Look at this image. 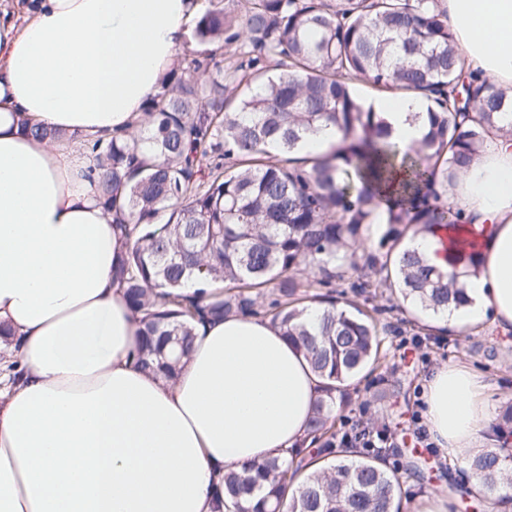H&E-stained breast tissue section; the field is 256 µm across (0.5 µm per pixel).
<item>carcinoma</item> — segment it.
Here are the masks:
<instances>
[{
    "label": "carcinoma",
    "instance_id": "1",
    "mask_svg": "<svg viewBox=\"0 0 512 512\" xmlns=\"http://www.w3.org/2000/svg\"><path fill=\"white\" fill-rule=\"evenodd\" d=\"M191 39L197 50L162 77L138 133L81 139L124 229L115 275L143 326L137 362L172 378L197 326L269 320L321 379L308 437L322 451L228 468L235 512H401L399 469L374 448L336 446V404L384 358L378 302L432 315L465 302L458 274L407 238L459 223L448 189L512 114V88L467 74L447 0H204ZM219 43L233 47L227 64ZM362 83L423 100L417 145L392 139ZM323 124L336 145L300 156ZM350 270V292L335 294ZM192 276L201 289L187 294ZM490 437L463 473L512 512V409Z\"/></svg>",
    "mask_w": 512,
    "mask_h": 512
}]
</instances>
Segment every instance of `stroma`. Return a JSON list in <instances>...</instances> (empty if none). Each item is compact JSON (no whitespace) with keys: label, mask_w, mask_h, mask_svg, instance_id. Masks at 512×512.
<instances>
[{"label":"stroma","mask_w":512,"mask_h":512,"mask_svg":"<svg viewBox=\"0 0 512 512\" xmlns=\"http://www.w3.org/2000/svg\"><path fill=\"white\" fill-rule=\"evenodd\" d=\"M381 339L386 355L372 376L350 386L347 403L336 416L354 424L378 419L393 431L392 441L406 456L420 459L412 471H401L402 512H416L423 499L445 493L457 496L460 474L440 450L420 440L424 417L422 389L425 378L439 365L460 363L477 373L486 387L495 415L512 406V336L504 337L488 324L465 336L442 341L416 334L408 313L395 308L381 318Z\"/></svg>","instance_id":"1"}]
</instances>
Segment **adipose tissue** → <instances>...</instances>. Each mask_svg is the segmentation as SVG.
I'll list each match as a JSON object with an SVG mask.
<instances>
[{
    "label": "adipose tissue",
    "mask_w": 512,
    "mask_h": 512,
    "mask_svg": "<svg viewBox=\"0 0 512 512\" xmlns=\"http://www.w3.org/2000/svg\"><path fill=\"white\" fill-rule=\"evenodd\" d=\"M459 54L477 80L512 85V0H447ZM200 0H24L0 21V350L26 368L0 388V512H216L224 470L298 447L320 380L266 320L197 330L175 379L134 362L139 319L113 273L125 239L97 198L95 161L73 136L126 134L173 65ZM392 137L417 142L411 98L375 104ZM32 120L54 131L40 140ZM460 221L410 234L443 272L467 248L478 275L441 325L512 333V136L487 140L451 199ZM432 443L456 459L493 420L469 369L425 383Z\"/></svg>",
    "instance_id": "adipose-tissue-1"
}]
</instances>
